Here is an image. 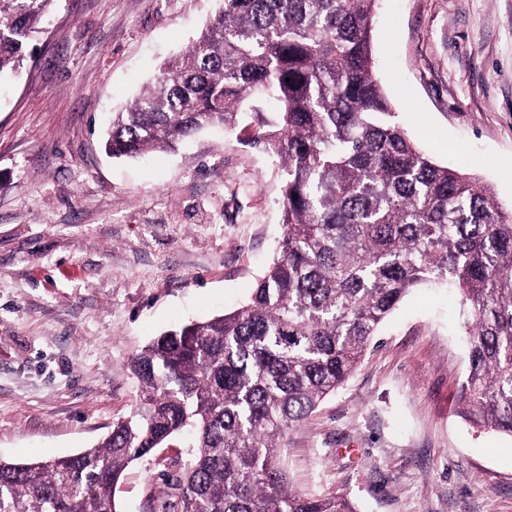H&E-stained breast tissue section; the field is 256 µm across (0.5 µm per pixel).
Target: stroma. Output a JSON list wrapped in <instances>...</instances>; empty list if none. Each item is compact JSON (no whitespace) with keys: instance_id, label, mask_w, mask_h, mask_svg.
Returning a JSON list of instances; mask_svg holds the SVG:
<instances>
[{"instance_id":"obj_1","label":"stroma","mask_w":512,"mask_h":512,"mask_svg":"<svg viewBox=\"0 0 512 512\" xmlns=\"http://www.w3.org/2000/svg\"><path fill=\"white\" fill-rule=\"evenodd\" d=\"M221 0H57L0 81V459L72 455L139 402L128 362L232 311L276 257L279 163L244 130L108 156L102 138ZM377 77L407 135L512 211V0H379ZM455 291L419 288L350 379L282 441L292 490L357 512H512V438L459 415L468 368ZM154 460L119 512H160Z\"/></svg>"}]
</instances>
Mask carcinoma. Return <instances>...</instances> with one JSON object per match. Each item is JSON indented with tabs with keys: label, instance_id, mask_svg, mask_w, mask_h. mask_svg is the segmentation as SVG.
Masks as SVG:
<instances>
[{
	"label": "carcinoma",
	"instance_id": "cac0c4a2",
	"mask_svg": "<svg viewBox=\"0 0 512 512\" xmlns=\"http://www.w3.org/2000/svg\"><path fill=\"white\" fill-rule=\"evenodd\" d=\"M55 0H0V77L17 72ZM377 0H223L187 51L112 113L105 149L135 158L207 128L252 129L284 173L280 253L231 313L135 354L137 409L101 443L0 459V512H117L127 467L187 441L161 512H357L298 494L281 440L341 387L412 289L466 309L461 417L512 437V213L422 152L374 72ZM273 112L266 114L262 107Z\"/></svg>",
	"mask_w": 512,
	"mask_h": 512
}]
</instances>
